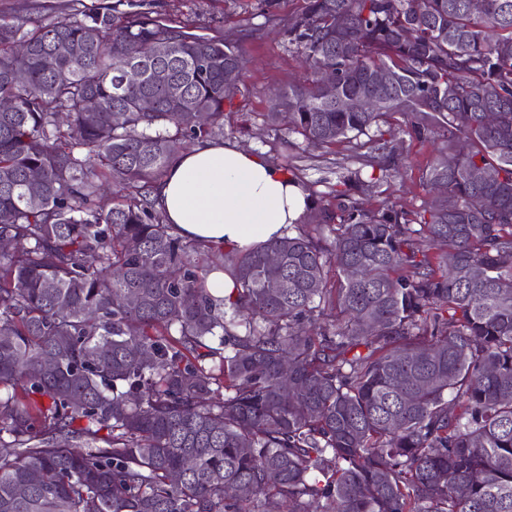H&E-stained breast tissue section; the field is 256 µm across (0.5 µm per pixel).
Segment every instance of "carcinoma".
I'll use <instances>...</instances> for the list:
<instances>
[{"label":"carcinoma","mask_w":512,"mask_h":512,"mask_svg":"<svg viewBox=\"0 0 512 512\" xmlns=\"http://www.w3.org/2000/svg\"><path fill=\"white\" fill-rule=\"evenodd\" d=\"M286 33L306 73L267 121L369 155L385 116L420 144L444 129L422 182L451 206L366 208L381 177L356 170L277 240H185L150 190L224 134L240 46L115 5L0 15V512H512V0H303ZM382 69L395 84L357 111Z\"/></svg>","instance_id":"obj_1"}]
</instances>
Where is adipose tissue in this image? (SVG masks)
Returning a JSON list of instances; mask_svg holds the SVG:
<instances>
[{
    "label": "adipose tissue",
    "mask_w": 512,
    "mask_h": 512,
    "mask_svg": "<svg viewBox=\"0 0 512 512\" xmlns=\"http://www.w3.org/2000/svg\"><path fill=\"white\" fill-rule=\"evenodd\" d=\"M152 198L177 235L227 249L283 237L312 205L263 155L211 140L180 153Z\"/></svg>",
    "instance_id": "adipose-tissue-1"
}]
</instances>
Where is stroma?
<instances>
[{
    "instance_id": "stroma-1",
    "label": "stroma",
    "mask_w": 512,
    "mask_h": 512,
    "mask_svg": "<svg viewBox=\"0 0 512 512\" xmlns=\"http://www.w3.org/2000/svg\"><path fill=\"white\" fill-rule=\"evenodd\" d=\"M114 0H0V13L49 23L74 13L79 5H112ZM124 10L149 11L154 16L190 32L215 39H230L242 46L247 67L244 83L231 104L224 107V138L265 155L279 168H292L308 187L313 205L306 215L314 223L322 207H336L348 171L364 164L355 139L324 147L306 146L301 135L289 132L287 123L268 125L263 115L270 109L272 93L297 83L303 74L301 58L288 44L286 28L301 0H279L277 20L266 23L258 13L259 0H121ZM409 117L394 115L381 123L389 131L400 173L387 176L361 200L374 208L385 201L417 210L431 196L422 174L435 159L443 138L422 145L411 142Z\"/></svg>"
}]
</instances>
